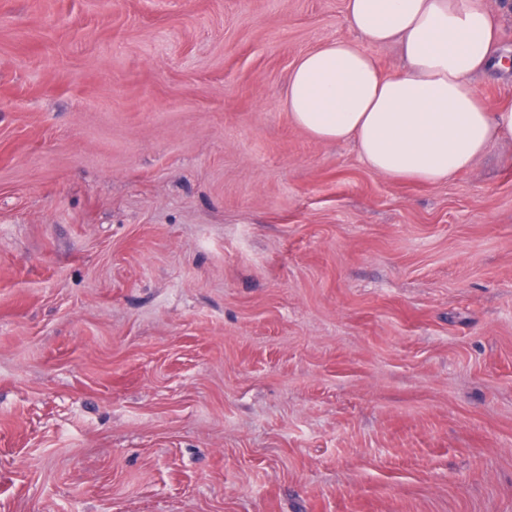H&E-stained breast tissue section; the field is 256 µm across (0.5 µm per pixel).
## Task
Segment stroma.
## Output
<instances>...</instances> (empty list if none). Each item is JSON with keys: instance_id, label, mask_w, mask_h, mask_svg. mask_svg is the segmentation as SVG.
<instances>
[{"instance_id": "1", "label": "stroma", "mask_w": 512, "mask_h": 512, "mask_svg": "<svg viewBox=\"0 0 512 512\" xmlns=\"http://www.w3.org/2000/svg\"><path fill=\"white\" fill-rule=\"evenodd\" d=\"M359 39L0 0V512H512V139L435 184L315 140L290 72Z\"/></svg>"}]
</instances>
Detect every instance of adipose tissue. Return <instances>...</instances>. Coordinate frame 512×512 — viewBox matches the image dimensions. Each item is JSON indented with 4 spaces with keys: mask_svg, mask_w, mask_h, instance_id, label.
I'll list each match as a JSON object with an SVG mask.
<instances>
[{
    "mask_svg": "<svg viewBox=\"0 0 512 512\" xmlns=\"http://www.w3.org/2000/svg\"><path fill=\"white\" fill-rule=\"evenodd\" d=\"M346 14L362 45L328 42L289 78L290 115L315 139L355 141L374 171L438 183L512 138V106L485 111L472 82L499 46L479 0H346ZM388 44L400 49V72L383 73L369 53Z\"/></svg>",
    "mask_w": 512,
    "mask_h": 512,
    "instance_id": "adipose-tissue-1",
    "label": "adipose tissue"
}]
</instances>
